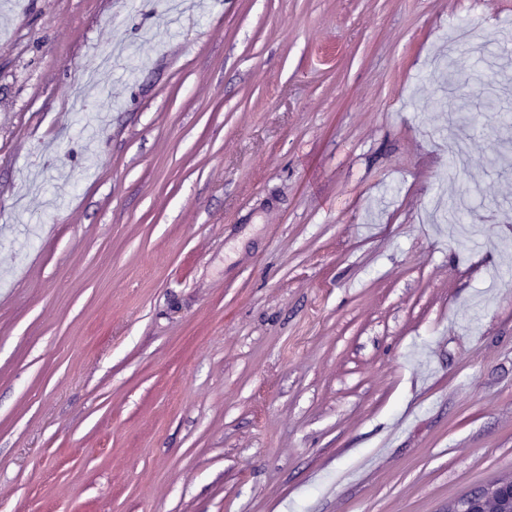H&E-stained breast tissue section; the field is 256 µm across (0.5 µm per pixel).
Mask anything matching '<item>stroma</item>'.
<instances>
[{"instance_id": "stroma-1", "label": "stroma", "mask_w": 512, "mask_h": 512, "mask_svg": "<svg viewBox=\"0 0 512 512\" xmlns=\"http://www.w3.org/2000/svg\"><path fill=\"white\" fill-rule=\"evenodd\" d=\"M450 88L512 110V0H0V512L512 473V133Z\"/></svg>"}]
</instances>
